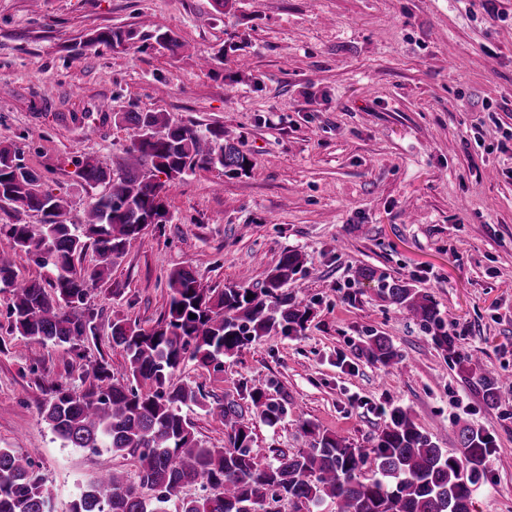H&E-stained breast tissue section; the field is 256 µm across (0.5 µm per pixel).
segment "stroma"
Masks as SVG:
<instances>
[{"label": "stroma", "mask_w": 512, "mask_h": 512, "mask_svg": "<svg viewBox=\"0 0 512 512\" xmlns=\"http://www.w3.org/2000/svg\"><path fill=\"white\" fill-rule=\"evenodd\" d=\"M484 3L235 0L219 14L212 0H0V143L66 200L71 223L107 190L80 178L78 159L113 170L124 160L133 132L117 112L224 126L254 165L171 185L170 222L148 226L91 291L97 334L78 355L30 353L6 329L0 291V448L34 455L52 512H68L101 471L132 464L64 447L39 415L47 380L80 393L92 365L121 372L112 320L154 327L172 270L192 266L208 288L245 271L258 288L287 249L303 260L284 291L311 306L304 334L270 335L173 376L204 394L183 409L204 446L223 447L224 404L247 385L284 406L276 426L252 423L264 461L308 447L305 419L371 449L387 409L402 405L449 452L462 425L489 435L496 451L470 509L512 512V0H498L495 20ZM110 27L136 37L85 47ZM159 27L178 37L177 53L153 48ZM362 265L431 295L466 363L376 285H357ZM376 334L403 354L399 368L362 355ZM481 368L499 374V408L469 382Z\"/></svg>", "instance_id": "1"}]
</instances>
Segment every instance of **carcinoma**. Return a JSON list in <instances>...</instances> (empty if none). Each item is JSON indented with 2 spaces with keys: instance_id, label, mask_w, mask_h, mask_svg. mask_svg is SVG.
I'll return each instance as SVG.
<instances>
[{
  "instance_id": "cac0c4a2",
  "label": "carcinoma",
  "mask_w": 512,
  "mask_h": 512,
  "mask_svg": "<svg viewBox=\"0 0 512 512\" xmlns=\"http://www.w3.org/2000/svg\"><path fill=\"white\" fill-rule=\"evenodd\" d=\"M133 38L131 31L107 28L89 34L84 46L117 48ZM151 39L162 50L179 47L168 29L155 30ZM114 121L133 131L128 161L116 176L89 158L78 162L85 182L110 186L89 203L78 225L68 223L63 199L43 188L42 175L16 162L11 146L0 145V203L41 216L37 230L29 224L0 225V235L13 249L47 271L40 281L21 279L9 253L0 252V286L11 293L9 330L30 345L51 344L79 355V342L96 335L97 313L87 305L91 287L104 280L113 258L141 242L147 226L169 221L164 203L169 184L197 169L219 166L228 174L252 169L222 125L202 128L163 112L138 111L120 112ZM160 173L166 176L163 182ZM89 242L97 256L90 270L78 265ZM301 263L298 252L286 250L262 287H250L243 277L222 290L205 287L190 267L176 269L168 276L167 308L156 327L145 331L126 319L112 321V346L125 355L122 379L101 362L92 369L94 383L82 393L50 382V397L39 415L64 445L92 453L104 449L136 465L133 476L117 470L98 476L69 512H168L171 497L196 484L205 494L182 499L176 512H257L266 506L268 512H280L281 502L294 512L325 503L335 512H470L492 440L464 426L458 432L460 454H450L401 406L390 410L373 445L371 476L362 474V449L309 422L304 423L312 437L309 447L281 451L272 462L258 459L244 409L268 426L284 413L258 387L249 390L245 408L236 401L224 403V447L206 448L196 438L182 407L199 403L204 394L173 384L174 373L187 360L207 367L271 334L301 335L309 305L283 293ZM354 281L377 282L385 300L419 320L439 348L455 353L430 295L403 279L389 281L370 266L359 267ZM362 353L385 368L402 361L383 335L369 337ZM476 384L488 407L502 405L495 373L483 371ZM0 512H51L44 477L30 456L12 448H0Z\"/></svg>"
}]
</instances>
